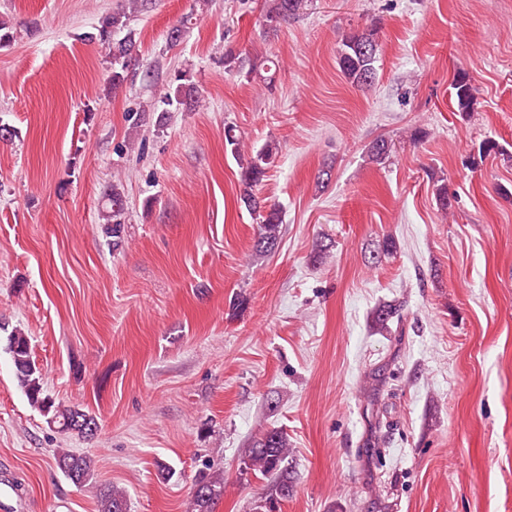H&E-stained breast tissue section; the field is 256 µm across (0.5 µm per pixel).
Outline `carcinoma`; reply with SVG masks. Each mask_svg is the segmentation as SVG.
Returning a JSON list of instances; mask_svg holds the SVG:
<instances>
[{"label": "carcinoma", "mask_w": 512, "mask_h": 512, "mask_svg": "<svg viewBox=\"0 0 512 512\" xmlns=\"http://www.w3.org/2000/svg\"><path fill=\"white\" fill-rule=\"evenodd\" d=\"M128 7L107 17L97 29V33L88 36L101 45L112 48V91L121 89L125 82V73L135 45L133 33L129 31L128 21L134 13L146 9L147 0H127ZM308 0H264L263 22L275 30L295 19L306 10ZM127 31L124 38L114 39V34ZM380 55L378 30L372 25L354 28L342 35L337 64L342 75L354 86L366 89L375 84ZM452 96L456 111L466 114L474 111L477 103L476 89L469 74L458 71L453 78ZM198 87L186 70L173 73L168 91L165 94L164 108L160 116L169 112L175 105L190 111L198 102ZM224 138L233 147L240 159L241 184L240 201L244 207L256 216L257 247L269 251L277 244L282 224L280 207L258 196V187L262 183L268 168L274 163L275 152L266 148L249 158L241 155V142L232 127L225 128ZM391 151V143L384 138L375 140L367 150L368 158L376 163L385 160ZM109 207L103 212L106 220L105 234L107 245L117 249L122 245L126 202L121 185H112L107 194ZM5 353L10 357L18 387L25 394L29 404L38 410L46 422L57 432L70 437L77 436L90 440L98 430L94 416L77 405H67L44 388L41 368L33 355L30 337L20 329H13L5 336ZM56 468L74 485L86 486L92 483L95 463L92 456L77 454L68 448H59L54 455ZM244 469L261 474L262 478L272 479L269 495L264 503L256 506V512H276L275 505L288 498L292 490V477L288 473V438L280 430L263 433L250 448L244 460ZM224 496V474L214 469L208 460L201 461L191 492V512H215V505ZM98 512H123L127 508V498L123 490L111 485L97 487Z\"/></svg>", "instance_id": "carcinoma-1"}]
</instances>
